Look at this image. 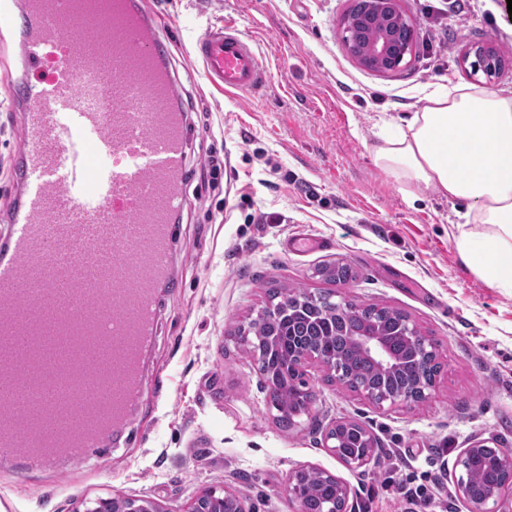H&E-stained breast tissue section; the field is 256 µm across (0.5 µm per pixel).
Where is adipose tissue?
<instances>
[{
    "label": "adipose tissue",
    "instance_id": "ef3b65f1",
    "mask_svg": "<svg viewBox=\"0 0 512 512\" xmlns=\"http://www.w3.org/2000/svg\"><path fill=\"white\" fill-rule=\"evenodd\" d=\"M374 160L412 198L465 203L451 229L462 263L512 292V96L438 87L423 111L391 124Z\"/></svg>",
    "mask_w": 512,
    "mask_h": 512
}]
</instances>
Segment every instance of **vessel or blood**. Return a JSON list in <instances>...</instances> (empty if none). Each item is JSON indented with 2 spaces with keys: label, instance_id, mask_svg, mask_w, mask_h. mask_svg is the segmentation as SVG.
Returning <instances> with one entry per match:
<instances>
[{
  "label": "vessel or blood",
  "instance_id": "1",
  "mask_svg": "<svg viewBox=\"0 0 512 512\" xmlns=\"http://www.w3.org/2000/svg\"><path fill=\"white\" fill-rule=\"evenodd\" d=\"M118 3L107 14L88 0H26L21 11L0 0V21L23 35L24 107L19 199L0 236V463L28 472L57 470L32 450L60 402L74 459L125 429L150 381L157 287L171 279L188 126L156 18L139 0ZM193 54L225 92L257 94L269 82L232 23L209 29ZM88 131L111 168H93L80 141ZM110 361L129 364L136 382L113 371L124 416L94 434L85 405ZM37 378L35 418L16 400Z\"/></svg>",
  "mask_w": 512,
  "mask_h": 512
}]
</instances>
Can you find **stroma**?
Returning a JSON list of instances; mask_svg holds the SVG:
<instances>
[{"label": "stroma", "instance_id": "35a3bbf8", "mask_svg": "<svg viewBox=\"0 0 512 512\" xmlns=\"http://www.w3.org/2000/svg\"><path fill=\"white\" fill-rule=\"evenodd\" d=\"M160 16L192 136L186 189L200 195L175 227L176 287L160 292L161 321L148 360L153 377L131 424L94 461H66L56 479L0 468V512H74L115 495L149 497L182 512L203 488H229L250 512H298L286 491L300 466L330 472L352 489L351 512H407L381 486L390 460L442 472L453 512H468L454 462L476 439L512 448V293L462 264L449 224L453 203L414 201L375 164L383 122L427 106L438 86L512 95V14L504 0H398L418 23L406 65L386 74L347 52L341 20L351 0H143ZM232 22L252 43L270 79L259 95L210 85L191 48ZM19 36L0 40V231L17 200L15 159L24 116ZM508 59L493 79L472 74L471 46ZM223 160L211 190L209 156ZM323 239L309 251L287 238ZM350 266L347 285L317 270ZM341 292L356 305L407 313L438 346L443 369L431 398L380 409L315 364L301 376L314 401L290 430L260 386L243 329L272 288ZM353 420L378 446L375 462L342 464L323 446L325 427Z\"/></svg>", "mask_w": 512, "mask_h": 512}]
</instances>
